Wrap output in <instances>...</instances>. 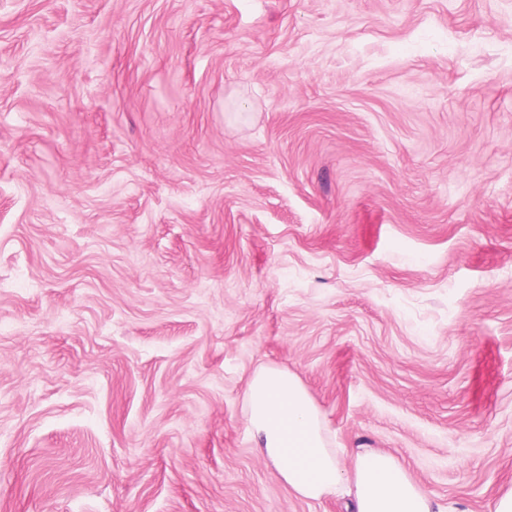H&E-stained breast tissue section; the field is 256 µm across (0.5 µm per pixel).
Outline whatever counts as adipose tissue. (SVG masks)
Instances as JSON below:
<instances>
[{
  "instance_id": "ef3b65f1",
  "label": "adipose tissue",
  "mask_w": 512,
  "mask_h": 512,
  "mask_svg": "<svg viewBox=\"0 0 512 512\" xmlns=\"http://www.w3.org/2000/svg\"><path fill=\"white\" fill-rule=\"evenodd\" d=\"M246 403L248 429L289 493L345 498L352 512H447L388 452L359 449L351 469H344L326 418L296 374L259 369L248 383Z\"/></svg>"
}]
</instances>
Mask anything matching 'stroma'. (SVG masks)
<instances>
[{
	"label": "stroma",
	"mask_w": 512,
	"mask_h": 512,
	"mask_svg": "<svg viewBox=\"0 0 512 512\" xmlns=\"http://www.w3.org/2000/svg\"><path fill=\"white\" fill-rule=\"evenodd\" d=\"M512 489V0H0V512H345L247 428Z\"/></svg>",
	"instance_id": "1"
}]
</instances>
